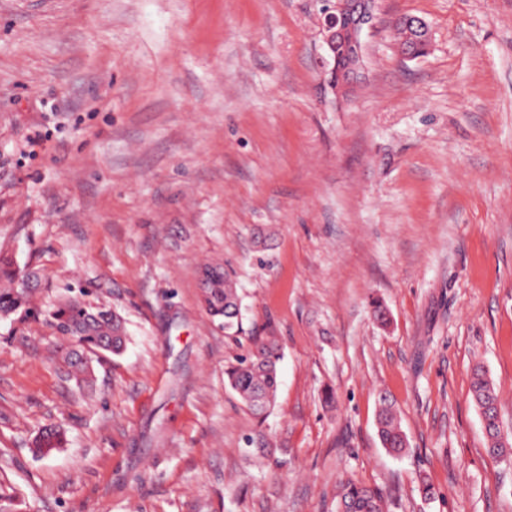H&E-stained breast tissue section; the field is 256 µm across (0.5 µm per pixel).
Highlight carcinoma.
Instances as JSON below:
<instances>
[{"label": "carcinoma", "instance_id": "1", "mask_svg": "<svg viewBox=\"0 0 512 512\" xmlns=\"http://www.w3.org/2000/svg\"><path fill=\"white\" fill-rule=\"evenodd\" d=\"M217 280L206 289L204 303L209 314L224 320V331H242L240 303L231 286L228 273L215 269ZM18 272L10 260L0 261V319H8L29 301L31 289L16 285ZM50 317L63 334H70L76 346L65 359L68 374L78 383L88 382L90 366L83 361L86 352H101L119 355L126 336L121 319L107 308L91 309L75 299H66L57 304ZM280 347L273 339L255 340L247 353L238 357L236 363L225 370L227 385L234 390L244 405L256 416H264L271 408L277 390V363ZM470 396L479 409L488 438L487 452L493 457L512 455V435L501 437L500 411L501 393L498 386L487 376L484 367L477 364L472 369ZM377 432L383 448L399 454L407 448L408 440L397 418L393 404L381 397L377 418ZM64 433L54 427L46 428L33 440L32 452L46 456L62 446ZM384 494L379 488L367 487L352 480L340 484L336 499V512H383Z\"/></svg>", "mask_w": 512, "mask_h": 512}]
</instances>
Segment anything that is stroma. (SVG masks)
I'll return each mask as SVG.
<instances>
[{
	"label": "stroma",
	"mask_w": 512,
	"mask_h": 512,
	"mask_svg": "<svg viewBox=\"0 0 512 512\" xmlns=\"http://www.w3.org/2000/svg\"><path fill=\"white\" fill-rule=\"evenodd\" d=\"M321 9L0 0V258L41 278L0 320L12 512H336L345 479L387 512H512L469 392L484 365L512 427V0H377L347 98L319 67ZM402 16L427 55L398 52ZM210 266L239 334L205 309ZM67 297L128 336L85 389L47 314ZM255 336L283 352L262 418L224 384ZM48 427L65 442L35 456ZM217 280L212 288H207L204 303L209 314L224 320V331L238 333L242 331L240 303L231 286L228 273L223 268H214ZM377 432L383 448L393 454H400L407 448L408 440L397 418L393 404L387 397H381L377 418Z\"/></svg>",
	"instance_id": "stroma-1"
}]
</instances>
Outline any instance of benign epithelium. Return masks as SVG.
Masks as SVG:
<instances>
[{"mask_svg": "<svg viewBox=\"0 0 512 512\" xmlns=\"http://www.w3.org/2000/svg\"><path fill=\"white\" fill-rule=\"evenodd\" d=\"M323 49L321 63L330 74L329 85L348 95L363 77L361 33L371 25L375 0H322Z\"/></svg>", "mask_w": 512, "mask_h": 512, "instance_id": "1", "label": "benign epithelium"}]
</instances>
